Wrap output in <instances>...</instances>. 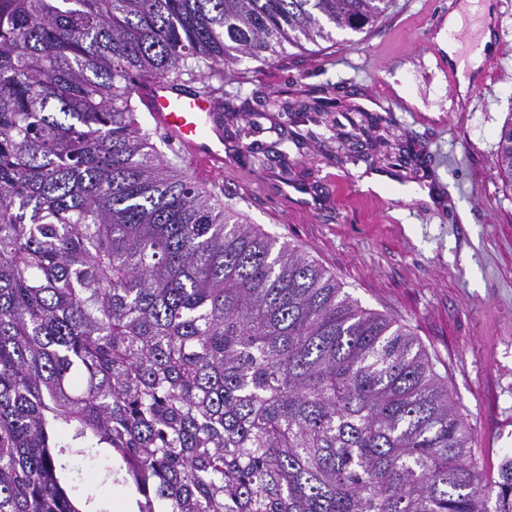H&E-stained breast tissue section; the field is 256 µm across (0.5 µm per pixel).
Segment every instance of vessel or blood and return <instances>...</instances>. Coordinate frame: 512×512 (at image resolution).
Listing matches in <instances>:
<instances>
[{
    "label": "vessel or blood",
    "mask_w": 512,
    "mask_h": 512,
    "mask_svg": "<svg viewBox=\"0 0 512 512\" xmlns=\"http://www.w3.org/2000/svg\"><path fill=\"white\" fill-rule=\"evenodd\" d=\"M144 96L156 129L186 159L215 171L223 168L224 134L213 121V97L187 94L167 81L148 84Z\"/></svg>",
    "instance_id": "1"
}]
</instances>
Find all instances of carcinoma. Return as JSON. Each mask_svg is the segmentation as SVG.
<instances>
[{"label": "carcinoma", "mask_w": 512, "mask_h": 512, "mask_svg": "<svg viewBox=\"0 0 512 512\" xmlns=\"http://www.w3.org/2000/svg\"><path fill=\"white\" fill-rule=\"evenodd\" d=\"M388 0H0V512H512L418 340L165 161L143 83ZM495 166L512 180V124Z\"/></svg>", "instance_id": "1"}]
</instances>
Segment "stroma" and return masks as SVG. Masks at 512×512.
<instances>
[{
  "label": "stroma",
  "instance_id": "obj_1",
  "mask_svg": "<svg viewBox=\"0 0 512 512\" xmlns=\"http://www.w3.org/2000/svg\"><path fill=\"white\" fill-rule=\"evenodd\" d=\"M495 10L498 68L463 97L435 42L445 0H391L364 32L317 53L187 78L188 92L207 84L217 98L220 173L202 175L135 102L178 170L415 335L490 475L512 455V182L494 164L512 123V0ZM374 173L429 198L364 190Z\"/></svg>",
  "mask_w": 512,
  "mask_h": 512
}]
</instances>
